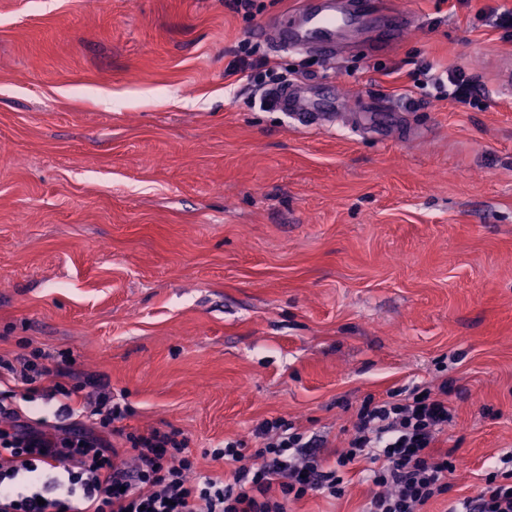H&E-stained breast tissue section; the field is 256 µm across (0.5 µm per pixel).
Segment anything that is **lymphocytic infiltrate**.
<instances>
[{
    "mask_svg": "<svg viewBox=\"0 0 512 512\" xmlns=\"http://www.w3.org/2000/svg\"><path fill=\"white\" fill-rule=\"evenodd\" d=\"M227 73L261 89L288 80L246 39ZM415 74L418 88L440 100L471 105L480 94L466 76L430 63ZM74 365L68 349L0 356V512H288L312 492L343 496L341 470L361 459L371 464L373 485L364 512H423L452 489L456 463L435 450L453 418L444 385L364 404L346 447L330 458L288 419L263 420L254 432L259 448L229 439L210 449L213 461L231 468L224 480L199 472L176 432L129 429L128 406L101 376L70 385ZM9 379L21 391L2 390ZM38 399L55 405L60 424L30 414ZM448 512H512V454L486 474L476 496L451 502Z\"/></svg>",
    "mask_w": 512,
    "mask_h": 512,
    "instance_id": "lymphocytic-infiltrate-1",
    "label": "lymphocytic infiltrate"
}]
</instances>
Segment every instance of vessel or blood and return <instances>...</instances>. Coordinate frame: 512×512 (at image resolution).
<instances>
[{
  "label": "vessel or blood",
  "mask_w": 512,
  "mask_h": 512,
  "mask_svg": "<svg viewBox=\"0 0 512 512\" xmlns=\"http://www.w3.org/2000/svg\"><path fill=\"white\" fill-rule=\"evenodd\" d=\"M409 22L397 0H299L295 7L269 20L262 31L274 37L279 49L331 59L354 33L365 34L374 49H386L401 38ZM270 99L293 126L335 123V104L307 95L301 87L280 86Z\"/></svg>",
  "instance_id": "b4317fda"
}]
</instances>
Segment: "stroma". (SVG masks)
<instances>
[{"mask_svg":"<svg viewBox=\"0 0 512 512\" xmlns=\"http://www.w3.org/2000/svg\"><path fill=\"white\" fill-rule=\"evenodd\" d=\"M389 49L268 56L344 118L301 130L224 72L231 0H0V354L70 349L127 423L206 449L285 417L344 447L369 397L448 386L451 496L512 452V0H399ZM463 72L483 106L415 88ZM138 85H129L130 76ZM390 101L401 134L349 126ZM288 512H361L372 485Z\"/></svg>","mask_w":512,"mask_h":512,"instance_id":"1","label":"stroma"}]
</instances>
